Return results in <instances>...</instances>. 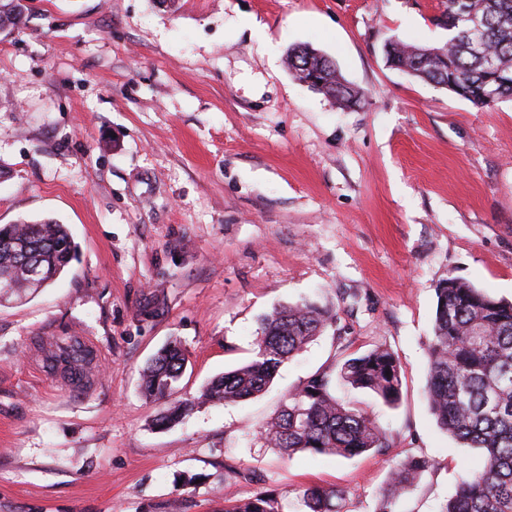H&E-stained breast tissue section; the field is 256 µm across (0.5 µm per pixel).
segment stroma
I'll return each instance as SVG.
<instances>
[{
  "label": "stroma",
  "mask_w": 512,
  "mask_h": 512,
  "mask_svg": "<svg viewBox=\"0 0 512 512\" xmlns=\"http://www.w3.org/2000/svg\"><path fill=\"white\" fill-rule=\"evenodd\" d=\"M0 33V225L52 219L76 256L0 303V512H222L311 484L377 512L408 456L432 467L398 512H440L479 458L425 399L436 289L457 276L512 300V101L479 108L388 67L438 46L444 0H28ZM333 60L354 108L297 82L289 48ZM310 300L336 321L263 394L200 404L247 363L260 319ZM92 338L90 373L47 366ZM194 409L164 429L140 371L171 338ZM381 346L393 407L336 382L390 446L283 455L262 426L309 376ZM238 477L225 481L224 473Z\"/></svg>",
  "instance_id": "stroma-1"
}]
</instances>
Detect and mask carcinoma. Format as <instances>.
<instances>
[{"mask_svg":"<svg viewBox=\"0 0 512 512\" xmlns=\"http://www.w3.org/2000/svg\"><path fill=\"white\" fill-rule=\"evenodd\" d=\"M483 21L482 47L456 28L440 47L390 42L394 60L415 67L417 77L484 108L512 100V0H445L442 16L454 25L459 10ZM21 0H0V28L17 27ZM297 80L319 73L320 92L347 107L360 103L336 65L308 46H295L285 58ZM74 256L63 224L52 220L0 226V291L33 295L53 281ZM41 271L37 283L24 273ZM334 315L313 302L289 304L261 319L254 357L212 379L195 400L173 398L186 367L181 342H168L142 369L143 392L161 402L156 425L179 422L199 403L250 400L267 390L280 366L298 355L332 324ZM92 352L77 336L54 342L52 366L80 371ZM402 366L390 350L377 346L344 361L337 373L313 374L267 423L262 435L287 457L311 452L351 459L389 447L375 420L333 394V377L370 391L384 403L401 398ZM426 397L440 430L459 444L481 450L469 478L462 480L442 512H512V301L495 299L470 283L448 276L436 288L433 336L429 344ZM431 468L429 460L408 457L396 466L382 489L379 512H396L398 502ZM342 493L311 485L299 494L302 512H341ZM224 512H285L275 490L242 500H224Z\"/></svg>","mask_w":512,"mask_h":512,"instance_id":"carcinoma-1","label":"carcinoma"}]
</instances>
